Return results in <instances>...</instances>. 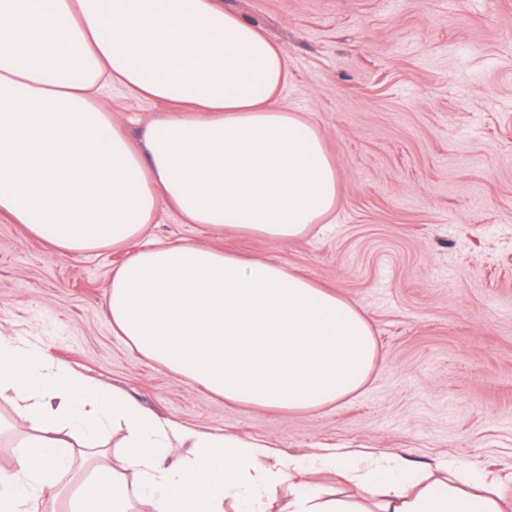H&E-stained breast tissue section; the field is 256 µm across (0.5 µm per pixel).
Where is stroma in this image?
<instances>
[{"mask_svg":"<svg viewBox=\"0 0 512 512\" xmlns=\"http://www.w3.org/2000/svg\"><path fill=\"white\" fill-rule=\"evenodd\" d=\"M288 57L282 100L321 135L333 223L280 241L164 212L125 248L66 255L0 219V336L45 349L162 419L281 457L317 448L496 474L512 504V0H223ZM166 105L112 91L140 143ZM285 265L358 305L368 384L321 409L230 404L112 333L113 270L153 241Z\"/></svg>","mask_w":512,"mask_h":512,"instance_id":"obj_1","label":"stroma"}]
</instances>
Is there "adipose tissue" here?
Segmentation results:
<instances>
[{
    "mask_svg": "<svg viewBox=\"0 0 512 512\" xmlns=\"http://www.w3.org/2000/svg\"><path fill=\"white\" fill-rule=\"evenodd\" d=\"M282 49L223 0H0V216L62 254L138 238L161 210L214 231L288 241L335 213L339 177L317 130L280 100ZM184 106L134 148L104 94ZM114 335L225 401L320 409L364 387L372 328L351 301L287 267L202 244L157 241L112 274ZM36 432L0 470V512L57 499L77 452L122 434L117 465L84 479L69 512H505L493 473L401 456L270 451L163 421L38 347L0 336V393ZM187 452L173 456L174 445ZM333 472L372 502L312 483Z\"/></svg>",
    "mask_w": 512,
    "mask_h": 512,
    "instance_id": "adipose-tissue-1",
    "label": "adipose tissue"
}]
</instances>
